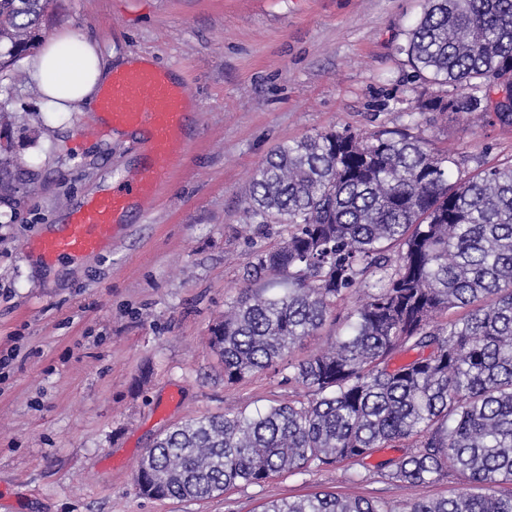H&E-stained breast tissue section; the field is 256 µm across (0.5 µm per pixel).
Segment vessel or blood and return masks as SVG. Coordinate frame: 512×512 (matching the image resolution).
Returning a JSON list of instances; mask_svg holds the SVG:
<instances>
[{"instance_id": "1", "label": "vessel or blood", "mask_w": 512, "mask_h": 512, "mask_svg": "<svg viewBox=\"0 0 512 512\" xmlns=\"http://www.w3.org/2000/svg\"><path fill=\"white\" fill-rule=\"evenodd\" d=\"M193 93L187 83L149 59L113 70L98 95L96 126L142 137L138 172L112 188L86 196L57 232L29 242L43 261L54 263L101 254L112 246L134 207L154 201L187 146Z\"/></svg>"}]
</instances>
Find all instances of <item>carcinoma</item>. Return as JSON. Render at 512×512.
<instances>
[{"label": "carcinoma", "mask_w": 512, "mask_h": 512, "mask_svg": "<svg viewBox=\"0 0 512 512\" xmlns=\"http://www.w3.org/2000/svg\"><path fill=\"white\" fill-rule=\"evenodd\" d=\"M52 2L0 0V75L35 47ZM401 51L422 84L450 87L419 114L512 127V107L487 106L493 87L512 86V0H424ZM459 166L407 128L330 130L265 158L245 201L258 227L286 236L254 255L266 287L210 329L224 380L277 369L347 295L362 299L329 347L288 363L301 398L161 432L138 462L141 495L204 500L399 448L374 475L423 485L455 473L478 492L397 510L321 491L262 512H512V162L451 179ZM20 181L0 150V199Z\"/></svg>", "instance_id": "carcinoma-1"}]
</instances>
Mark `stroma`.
<instances>
[{"instance_id": "stroma-1", "label": "stroma", "mask_w": 512, "mask_h": 512, "mask_svg": "<svg viewBox=\"0 0 512 512\" xmlns=\"http://www.w3.org/2000/svg\"><path fill=\"white\" fill-rule=\"evenodd\" d=\"M420 11L421 0H54L41 39L68 29L112 63L151 56L191 86L195 115L150 215L104 254L48 265L25 242L138 166L142 149L98 129L92 111H45L25 61L4 81L14 120L0 137L34 183L0 224V351L18 353L0 376V512H258L317 490L399 506L464 490L455 475L363 481L355 462L203 501L151 499L135 483L141 454L170 425L296 398L271 371L225 381L207 344L238 292L262 286L254 252L284 234L256 230L245 189L281 144L409 124L426 89L401 48ZM416 133L458 153L464 175L512 160V127L474 114L428 112Z\"/></svg>"}]
</instances>
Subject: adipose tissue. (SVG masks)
<instances>
[{
  "label": "adipose tissue",
  "mask_w": 512,
  "mask_h": 512,
  "mask_svg": "<svg viewBox=\"0 0 512 512\" xmlns=\"http://www.w3.org/2000/svg\"><path fill=\"white\" fill-rule=\"evenodd\" d=\"M26 67L52 112H79L92 105L112 74L94 41L69 33L49 40Z\"/></svg>",
  "instance_id": "adipose-tissue-1"
}]
</instances>
